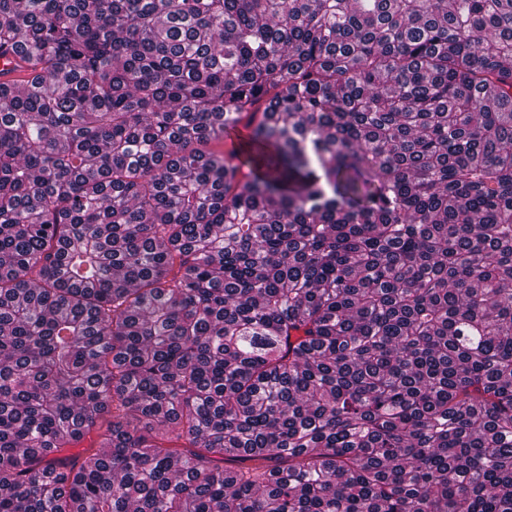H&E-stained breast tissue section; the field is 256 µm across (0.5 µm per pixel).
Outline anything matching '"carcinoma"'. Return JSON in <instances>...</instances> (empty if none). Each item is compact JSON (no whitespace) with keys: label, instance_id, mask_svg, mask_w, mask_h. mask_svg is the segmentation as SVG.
<instances>
[{"label":"carcinoma","instance_id":"carcinoma-1","mask_svg":"<svg viewBox=\"0 0 512 512\" xmlns=\"http://www.w3.org/2000/svg\"><path fill=\"white\" fill-rule=\"evenodd\" d=\"M3 49L0 512H512V0H0ZM18 61L19 58L13 51L6 55L0 54V84L20 85L29 82V70L16 67Z\"/></svg>","mask_w":512,"mask_h":512}]
</instances>
